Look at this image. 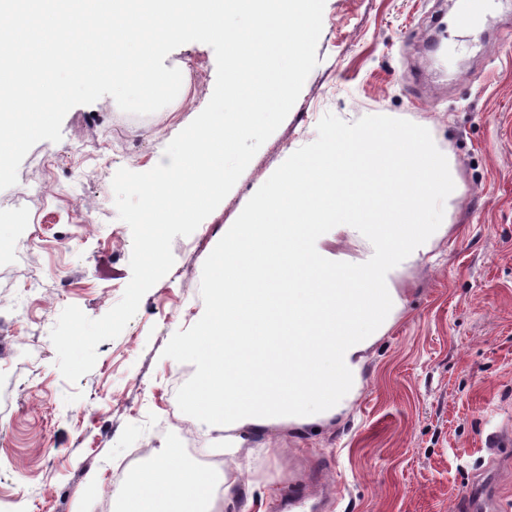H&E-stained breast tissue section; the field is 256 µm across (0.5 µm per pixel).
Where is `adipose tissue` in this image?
<instances>
[{"label": "adipose tissue", "mask_w": 512, "mask_h": 512, "mask_svg": "<svg viewBox=\"0 0 512 512\" xmlns=\"http://www.w3.org/2000/svg\"><path fill=\"white\" fill-rule=\"evenodd\" d=\"M379 135L373 125L330 133L296 161L287 185L225 233L219 296L194 332L169 348L173 362L201 371L187 408L223 449L224 468L207 473L179 448H160L135 470L116 512H216L219 494L239 481L248 431L285 422L302 433L347 417L370 349L404 308L400 271L423 260L446 230L406 223L401 211L390 223H370L371 191L386 185L381 172L337 202L339 173H360ZM394 153L409 207H427L438 192L459 197L453 164L423 139H398ZM345 243L367 250L352 259L340 250Z\"/></svg>", "instance_id": "1"}]
</instances>
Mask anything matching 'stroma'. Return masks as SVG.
<instances>
[{
  "instance_id": "1",
  "label": "stroma",
  "mask_w": 512,
  "mask_h": 512,
  "mask_svg": "<svg viewBox=\"0 0 512 512\" xmlns=\"http://www.w3.org/2000/svg\"><path fill=\"white\" fill-rule=\"evenodd\" d=\"M456 0H325L318 64L290 113L219 206L187 237L175 263L142 298L94 368L64 380L46 338L62 310L96 319L122 298L132 233L111 182L145 172L209 102L213 49L191 42L165 59L188 78L176 99L145 116L111 96L73 107L59 142L41 141L0 190V512H105L82 492L87 473L116 480L130 451L208 442L185 400L197 366L171 364L167 347L209 310L223 229L330 131L377 125L374 167L394 135L426 139L451 159L457 201L430 257L401 273L404 309L373 347L344 423L304 434L278 425L250 436L280 448L244 465L267 474V512L315 475L327 488L316 512H465L491 491L512 512V0H492L471 28L454 25Z\"/></svg>"
}]
</instances>
